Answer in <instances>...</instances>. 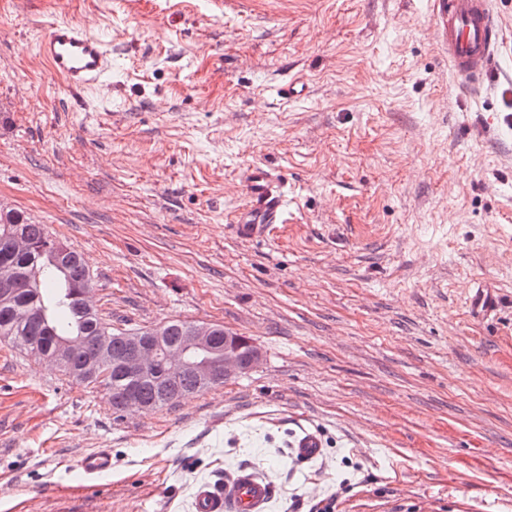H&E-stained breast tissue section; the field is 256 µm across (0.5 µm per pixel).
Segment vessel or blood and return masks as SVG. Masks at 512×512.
I'll use <instances>...</instances> for the list:
<instances>
[{
	"label": "vessel or blood",
	"mask_w": 512,
	"mask_h": 512,
	"mask_svg": "<svg viewBox=\"0 0 512 512\" xmlns=\"http://www.w3.org/2000/svg\"><path fill=\"white\" fill-rule=\"evenodd\" d=\"M433 24L439 43L448 51V64L458 84L469 94H481L498 68L502 41L491 0H434ZM38 51L51 72L74 90L96 84L111 64L104 44L67 20L45 26ZM243 193L245 205L233 226L239 239H262L287 223L289 190L280 174L262 165L249 166ZM322 453V440L313 431L303 432L292 448V457L300 465L314 463ZM78 466L83 474L94 478L111 471L112 455L104 449L92 451L79 459ZM271 500V485L254 468L242 467L227 474L220 487L196 482L186 512H268Z\"/></svg>",
	"instance_id": "1"
}]
</instances>
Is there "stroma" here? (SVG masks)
Wrapping results in <instances>:
<instances>
[{
	"label": "stroma",
	"mask_w": 512,
	"mask_h": 512,
	"mask_svg": "<svg viewBox=\"0 0 512 512\" xmlns=\"http://www.w3.org/2000/svg\"><path fill=\"white\" fill-rule=\"evenodd\" d=\"M430 2L0 0V207L84 254L115 327L217 323L264 355L119 416L0 342V512H182L243 464L272 512H512V80L461 90ZM60 19L107 45L90 89L38 54ZM295 74L307 99L280 102ZM253 164L297 201L242 241ZM102 448L91 496L77 460ZM323 453V443L316 432L304 431L302 435L296 438L292 457L299 465H310L317 461Z\"/></svg>",
	"instance_id": "stroma-1"
}]
</instances>
